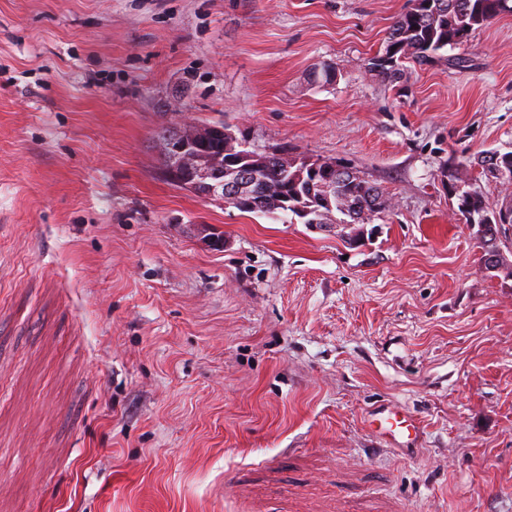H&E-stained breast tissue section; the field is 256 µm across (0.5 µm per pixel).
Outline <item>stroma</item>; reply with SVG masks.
<instances>
[{
  "instance_id": "obj_1",
  "label": "stroma",
  "mask_w": 512,
  "mask_h": 512,
  "mask_svg": "<svg viewBox=\"0 0 512 512\" xmlns=\"http://www.w3.org/2000/svg\"><path fill=\"white\" fill-rule=\"evenodd\" d=\"M408 6L0 0V512H512V276L447 189L455 162L512 200L477 165L512 151V14L387 82ZM212 121L390 213L168 184L161 128ZM371 423L379 436L403 455L410 456L416 450L421 429L412 415L387 407L375 413Z\"/></svg>"
}]
</instances>
